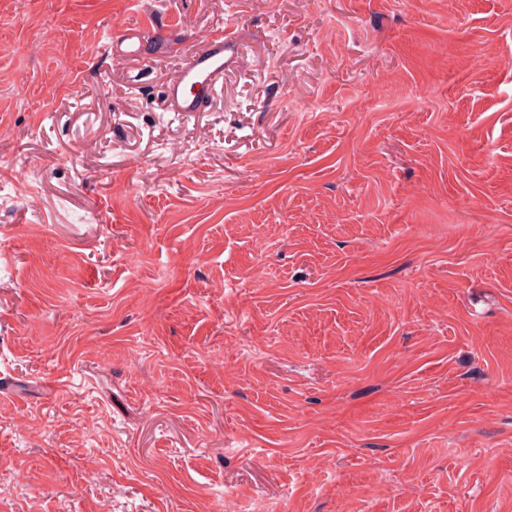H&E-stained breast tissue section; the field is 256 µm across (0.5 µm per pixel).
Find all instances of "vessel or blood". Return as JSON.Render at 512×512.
Wrapping results in <instances>:
<instances>
[{
    "label": "vessel or blood",
    "instance_id": "1",
    "mask_svg": "<svg viewBox=\"0 0 512 512\" xmlns=\"http://www.w3.org/2000/svg\"><path fill=\"white\" fill-rule=\"evenodd\" d=\"M242 59V44L234 29L206 37L184 59L178 73L162 91L165 109L177 113L205 111L213 92L224 82L226 71Z\"/></svg>",
    "mask_w": 512,
    "mask_h": 512
}]
</instances>
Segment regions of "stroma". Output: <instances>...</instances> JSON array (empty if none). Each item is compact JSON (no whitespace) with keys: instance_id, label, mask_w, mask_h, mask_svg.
I'll list each match as a JSON object with an SVG mask.
<instances>
[{"instance_id":"stroma-1","label":"stroma","mask_w":512,"mask_h":512,"mask_svg":"<svg viewBox=\"0 0 512 512\" xmlns=\"http://www.w3.org/2000/svg\"><path fill=\"white\" fill-rule=\"evenodd\" d=\"M510 52L512 0H0V512H512ZM242 59V44L234 29L206 37L184 59L162 91L165 109L177 113L204 112L210 96L224 83V73Z\"/></svg>"}]
</instances>
